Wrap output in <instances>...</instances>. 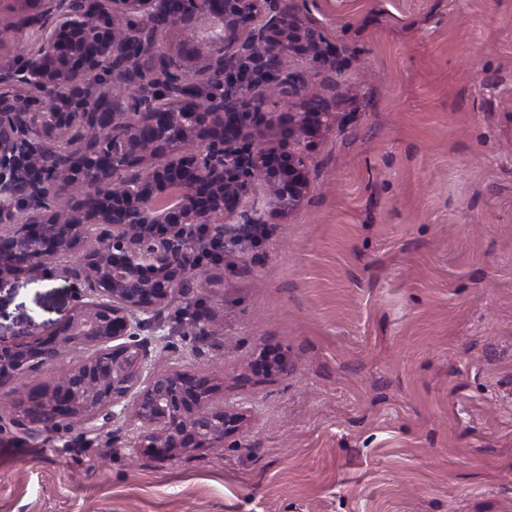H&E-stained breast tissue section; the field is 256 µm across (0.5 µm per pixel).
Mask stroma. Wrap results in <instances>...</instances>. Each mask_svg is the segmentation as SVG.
Wrapping results in <instances>:
<instances>
[{"label":"stroma","instance_id":"1","mask_svg":"<svg viewBox=\"0 0 512 512\" xmlns=\"http://www.w3.org/2000/svg\"><path fill=\"white\" fill-rule=\"evenodd\" d=\"M336 46L311 192L245 228L212 332L158 364L224 370L252 417L161 461L125 426L0 439V512H512V0H288ZM63 281L0 280V340L53 330ZM280 354L265 377L249 362Z\"/></svg>","mask_w":512,"mask_h":512}]
</instances>
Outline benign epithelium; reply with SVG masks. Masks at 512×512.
I'll return each mask as SVG.
<instances>
[{
  "instance_id": "benign-epithelium-1",
  "label": "benign epithelium",
  "mask_w": 512,
  "mask_h": 512,
  "mask_svg": "<svg viewBox=\"0 0 512 512\" xmlns=\"http://www.w3.org/2000/svg\"><path fill=\"white\" fill-rule=\"evenodd\" d=\"M25 28L45 32L0 68V279L60 278L77 290L68 318L45 338L0 343V387L48 363L52 382L0 411V435L83 437L129 421L128 442L168 460L224 439L247 411L216 400V378L157 366L144 333L170 347L159 314L177 286L202 288L194 251L215 267L224 223L265 186L271 216L299 210L311 180L298 144L334 126L312 108L296 55L336 54L279 0H5ZM109 67L112 87L82 77ZM287 109L297 147L267 135V108ZM182 189L173 209L142 202ZM81 255L72 264L69 259Z\"/></svg>"
}]
</instances>
